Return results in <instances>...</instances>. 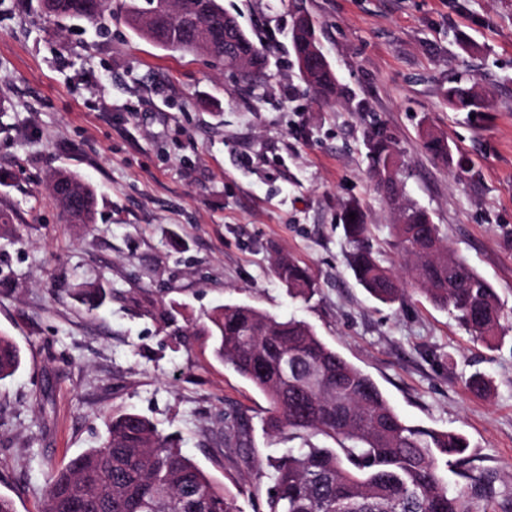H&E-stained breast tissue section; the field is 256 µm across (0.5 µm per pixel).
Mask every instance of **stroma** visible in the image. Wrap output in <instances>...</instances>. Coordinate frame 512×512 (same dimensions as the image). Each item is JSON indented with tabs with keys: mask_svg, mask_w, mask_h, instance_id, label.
I'll use <instances>...</instances> for the list:
<instances>
[{
	"mask_svg": "<svg viewBox=\"0 0 512 512\" xmlns=\"http://www.w3.org/2000/svg\"><path fill=\"white\" fill-rule=\"evenodd\" d=\"M271 49L247 89L221 63L159 47L111 0L107 33L0 0V336L23 363L0 380V495L40 512L49 471L96 447L112 415L139 413L212 480L263 512L255 472L265 396L213 354L202 317L244 303L312 325L370 375L406 421L464 435L482 512H512V331L488 347L419 293L386 305L349 268L341 214L357 203L381 262L404 275L392 215L367 173L366 139L395 143L409 199L512 312V0H221ZM339 83L315 98L290 53L296 9ZM474 87L477 113L448 102ZM443 135L465 170L424 149ZM64 168L94 187L96 218L69 223L47 190ZM287 254L318 292L270 272ZM108 296L89 312L82 285ZM481 372L486 395L464 380ZM244 412L250 448L224 443Z\"/></svg>",
	"mask_w": 512,
	"mask_h": 512,
	"instance_id": "35a3bbf8",
	"label": "stroma"
}]
</instances>
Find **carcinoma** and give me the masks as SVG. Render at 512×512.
Returning <instances> with one entry per match:
<instances>
[{
	"mask_svg": "<svg viewBox=\"0 0 512 512\" xmlns=\"http://www.w3.org/2000/svg\"><path fill=\"white\" fill-rule=\"evenodd\" d=\"M156 6V0H128V25L167 49L224 58V43L200 42L193 26L155 15ZM181 6L205 24L223 26L219 0H182ZM41 8L49 18L77 19L99 28L108 0H41ZM317 46L315 26L291 32L292 54ZM301 76L322 101L339 94L328 64ZM448 102L472 110L482 99L473 88L459 84L448 90ZM424 148L445 164L452 161L448 141L440 135L427 134ZM367 160L377 191L396 214L392 237L406 257L411 284L448 310L469 334L487 343L498 338L505 313L495 289L449 249L429 213L406 199L391 138L373 134ZM49 189L69 223L94 222L96 194L90 184L60 169L50 175ZM343 224L358 282L381 302L400 300L406 293L403 282L374 255L359 206H345ZM272 273L303 301L317 290L310 271L290 256L276 258ZM105 297L99 286L78 290L80 303L91 312ZM203 328L213 338L215 357L266 397V433L294 443L284 455L268 458L273 486L266 512H479L474 500L486 494L481 478L470 476L471 494L452 493L442 472L452 458L463 469L470 464L467 440L407 422L374 380L326 344L311 325L280 319L249 304L228 303L209 313ZM21 364L20 348L10 337L0 336V380L13 376ZM465 387L484 395L489 381L476 372ZM318 436L325 444L314 442ZM224 445L249 447L246 416L224 415ZM79 501L84 512H240L237 495L214 483L187 457L175 434L160 432L132 411L110 420L100 445L47 475L42 512H76Z\"/></svg>",
	"mask_w": 512,
	"mask_h": 512,
	"instance_id": "obj_1",
	"label": "carcinoma"
}]
</instances>
